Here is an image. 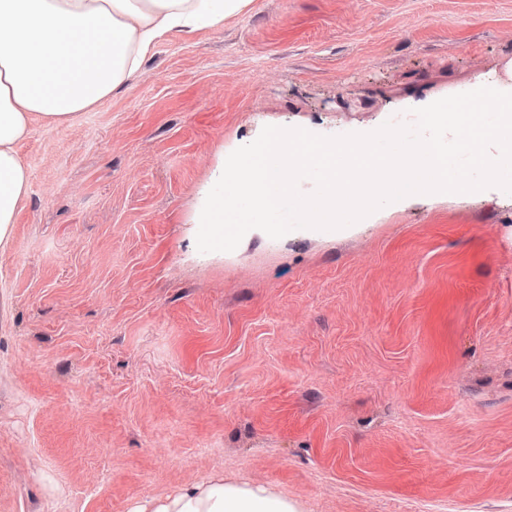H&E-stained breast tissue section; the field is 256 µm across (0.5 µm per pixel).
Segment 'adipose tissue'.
Returning a JSON list of instances; mask_svg holds the SVG:
<instances>
[{
    "label": "adipose tissue",
    "instance_id": "ef3b65f1",
    "mask_svg": "<svg viewBox=\"0 0 512 512\" xmlns=\"http://www.w3.org/2000/svg\"><path fill=\"white\" fill-rule=\"evenodd\" d=\"M251 0H0V248L29 189L16 151L33 117L71 122L136 75L167 32L215 28ZM133 512H294L258 488L211 480Z\"/></svg>",
    "mask_w": 512,
    "mask_h": 512
}]
</instances>
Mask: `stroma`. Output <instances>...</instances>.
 <instances>
[{
  "instance_id": "1",
  "label": "stroma",
  "mask_w": 512,
  "mask_h": 512,
  "mask_svg": "<svg viewBox=\"0 0 512 512\" xmlns=\"http://www.w3.org/2000/svg\"><path fill=\"white\" fill-rule=\"evenodd\" d=\"M510 59L512 0H251L34 118L0 249V512L215 478L295 512H512V194L196 247L264 127L369 133Z\"/></svg>"
}]
</instances>
